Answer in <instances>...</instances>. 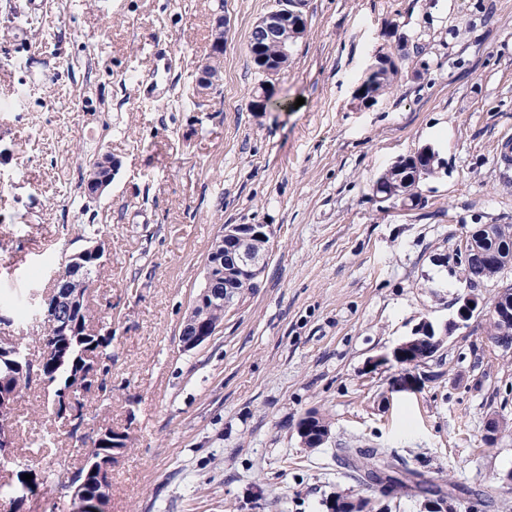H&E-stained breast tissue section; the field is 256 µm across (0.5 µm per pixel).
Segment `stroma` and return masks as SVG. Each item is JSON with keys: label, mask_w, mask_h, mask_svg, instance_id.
<instances>
[{"label": "stroma", "mask_w": 512, "mask_h": 512, "mask_svg": "<svg viewBox=\"0 0 512 512\" xmlns=\"http://www.w3.org/2000/svg\"><path fill=\"white\" fill-rule=\"evenodd\" d=\"M0 0V329L42 352L34 310L71 254L104 241L89 329L111 334L105 397L89 427L127 433L109 512H327L370 494L374 512H423L424 497L368 493L339 456L386 448L436 484L457 512H512V349L473 316L432 358L370 366L427 319L456 314V253L474 224L512 225V177L496 158L512 134V0H305L307 33L268 77L249 50L275 0ZM229 20L220 94H195L215 14ZM396 57L388 93L355 100L368 67ZM265 94L266 109L253 107ZM433 145L439 174L419 203L379 200L377 177ZM108 153L106 191L83 192ZM226 224H265L257 291L192 350L181 322ZM415 387L400 390L401 380ZM33 380L16 404L18 459L50 486L17 499L0 467V512H69L61 491L89 439ZM328 418L302 447L298 420ZM53 441L43 444L45 430ZM296 432L300 444L305 448L322 447L330 436V426L314 412H308L297 423Z\"/></svg>", "instance_id": "obj_1"}]
</instances>
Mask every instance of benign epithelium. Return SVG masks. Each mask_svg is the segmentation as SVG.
<instances>
[{
    "label": "benign epithelium",
    "mask_w": 512,
    "mask_h": 512,
    "mask_svg": "<svg viewBox=\"0 0 512 512\" xmlns=\"http://www.w3.org/2000/svg\"><path fill=\"white\" fill-rule=\"evenodd\" d=\"M304 0H279L278 8L261 17L252 30L253 58L258 68L267 76H276L288 64L289 50L294 41L304 36L306 21L302 11ZM227 19L220 16L212 29L211 54L221 56L224 53V32ZM279 46V54L268 57L263 54L265 43ZM216 71L202 66L196 80V91L207 94L218 80ZM439 161L438 153L425 146L415 153L414 167L410 168L405 160L399 159L391 167L396 174L408 173L405 182L417 183L421 178L434 174ZM115 163L108 154H103L90 167L85 188L90 197L101 195L111 184ZM500 233L496 224H478L466 232L462 247L458 251L457 261L463 278L471 286L476 285L471 277V269L481 270L484 280L494 279L504 267L512 266V248L499 244ZM270 236L263 224H226L221 235L212 243L207 257L204 283L195 303L183 321L180 335L182 346L192 350L215 336L222 321L212 314L219 305L222 312L239 305L244 293L239 289L242 283L250 286L258 284L268 264ZM104 255L102 243H97L71 255L63 273L58 279L65 278L69 272L76 277L77 286L62 288L45 297L41 310L44 317L53 320L62 332H71L77 336L83 329L82 318L87 316V298L91 287V269L101 265ZM457 319L448 321L440 327L428 321L419 323L412 336L399 343L391 352V357L380 356L374 363H384L392 358L413 360L419 363L434 356L443 346L447 336L469 321L476 313H485L486 320L494 322L499 328L498 335L503 337L501 347L507 346L505 337L512 334V291L499 289L498 299L491 308L486 301L471 289L456 299ZM14 394L0 385V460L12 459L11 433L14 408ZM512 429V422L499 414L486 418L484 439L493 445L499 438ZM296 432L304 448H320L330 436V426L311 411L297 423ZM110 436L106 428L97 431L92 447L84 455L83 467L78 469L65 489L70 497L69 512H109L111 497L109 480L112 467L121 458L124 448L121 440L112 438V451L104 452L97 448L100 441ZM97 475L98 484L94 493L85 490L87 472ZM330 512H367L362 497L349 498L338 495L329 500Z\"/></svg>",
    "instance_id": "1"
}]
</instances>
